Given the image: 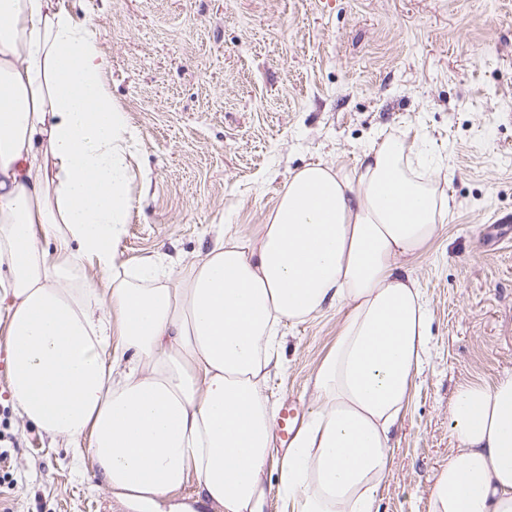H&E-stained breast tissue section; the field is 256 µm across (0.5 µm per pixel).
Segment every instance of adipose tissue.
Instances as JSON below:
<instances>
[{
  "instance_id": "adipose-tissue-1",
  "label": "adipose tissue",
  "mask_w": 512,
  "mask_h": 512,
  "mask_svg": "<svg viewBox=\"0 0 512 512\" xmlns=\"http://www.w3.org/2000/svg\"><path fill=\"white\" fill-rule=\"evenodd\" d=\"M88 18L0 0V321L19 417L89 455L142 512L188 476L224 512H260L282 328L347 312L280 464L290 512H375L391 433L427 356L425 292L407 270L449 209L439 173L388 138L354 171L292 173L250 236L225 225L197 260L119 272L138 133L112 97ZM429 512H512V370L465 382Z\"/></svg>"
}]
</instances>
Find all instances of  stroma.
<instances>
[{
  "instance_id": "1",
  "label": "stroma",
  "mask_w": 512,
  "mask_h": 512,
  "mask_svg": "<svg viewBox=\"0 0 512 512\" xmlns=\"http://www.w3.org/2000/svg\"><path fill=\"white\" fill-rule=\"evenodd\" d=\"M91 19L112 95L139 133L118 257L191 261L224 225L265 223L291 172L353 168L387 136L425 138L453 201L411 264L431 349L393 438L378 512H429L456 443L457 385L512 369V0H64ZM342 320L282 329L277 407L309 380ZM0 325V512H129L91 458L22 423Z\"/></svg>"
}]
</instances>
